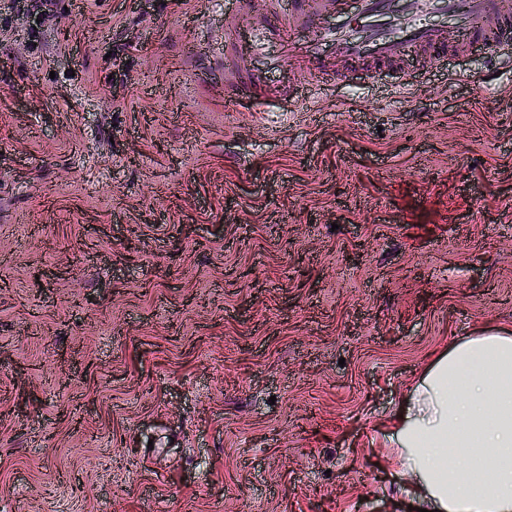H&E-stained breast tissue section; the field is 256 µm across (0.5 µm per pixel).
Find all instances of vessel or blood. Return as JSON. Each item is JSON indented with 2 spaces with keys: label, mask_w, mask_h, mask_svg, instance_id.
Returning a JSON list of instances; mask_svg holds the SVG:
<instances>
[{
  "label": "vessel or blood",
  "mask_w": 512,
  "mask_h": 512,
  "mask_svg": "<svg viewBox=\"0 0 512 512\" xmlns=\"http://www.w3.org/2000/svg\"><path fill=\"white\" fill-rule=\"evenodd\" d=\"M294 28L311 40L288 39L273 7H265L261 28L224 44V77L230 101L258 106L294 97L292 86L268 84L251 63L252 55L277 44L271 65L295 59L297 82L349 78L357 72L390 70L406 77L410 59L437 62L464 56L474 47L512 57V0H294ZM448 16L449 26L425 24L428 14Z\"/></svg>",
  "instance_id": "obj_1"
}]
</instances>
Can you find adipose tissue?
Masks as SVG:
<instances>
[{
    "label": "adipose tissue",
    "mask_w": 512,
    "mask_h": 512,
    "mask_svg": "<svg viewBox=\"0 0 512 512\" xmlns=\"http://www.w3.org/2000/svg\"><path fill=\"white\" fill-rule=\"evenodd\" d=\"M388 466L422 512H512V329L465 336L426 368L389 421ZM465 450L469 467L449 468Z\"/></svg>",
    "instance_id": "obj_1"
}]
</instances>
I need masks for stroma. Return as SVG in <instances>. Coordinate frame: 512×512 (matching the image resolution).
<instances>
[{
  "instance_id": "obj_1",
  "label": "stroma",
  "mask_w": 512,
  "mask_h": 512,
  "mask_svg": "<svg viewBox=\"0 0 512 512\" xmlns=\"http://www.w3.org/2000/svg\"><path fill=\"white\" fill-rule=\"evenodd\" d=\"M238 0H0V512H409L390 417L512 328V67L226 106Z\"/></svg>"
}]
</instances>
